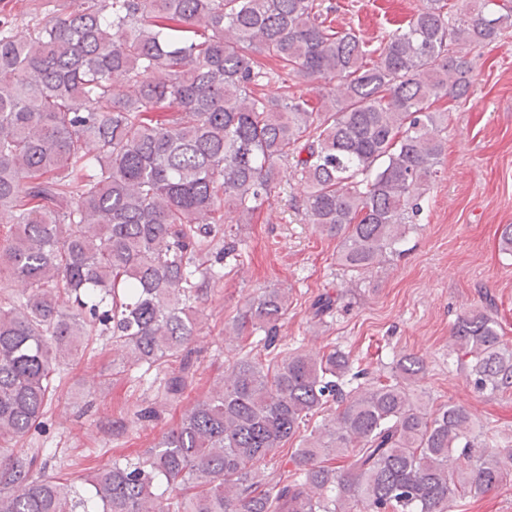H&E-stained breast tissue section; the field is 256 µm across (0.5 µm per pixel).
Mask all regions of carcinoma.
Returning a JSON list of instances; mask_svg holds the SVG:
<instances>
[{
    "mask_svg": "<svg viewBox=\"0 0 512 512\" xmlns=\"http://www.w3.org/2000/svg\"><path fill=\"white\" fill-rule=\"evenodd\" d=\"M72 2L20 27L0 18V275L23 288L0 297V512H454L512 483V448L460 405L427 408L418 356L372 377L336 348L233 361L156 447L89 469L85 496L46 474L53 449L18 447L95 336L119 367L184 391L209 254L242 257L225 215L250 223L288 160L345 270L398 252L440 174L448 113L434 105L467 96L464 49L512 28L494 0H423L371 51L326 25L321 0ZM290 76L319 84L317 102L290 95ZM312 308L321 319L337 300ZM287 313L288 292L266 288L231 331L275 349ZM451 341L474 392L512 393L488 292ZM297 436L294 477H261Z\"/></svg>",
    "mask_w": 512,
    "mask_h": 512,
    "instance_id": "carcinoma-1",
    "label": "carcinoma"
}]
</instances>
